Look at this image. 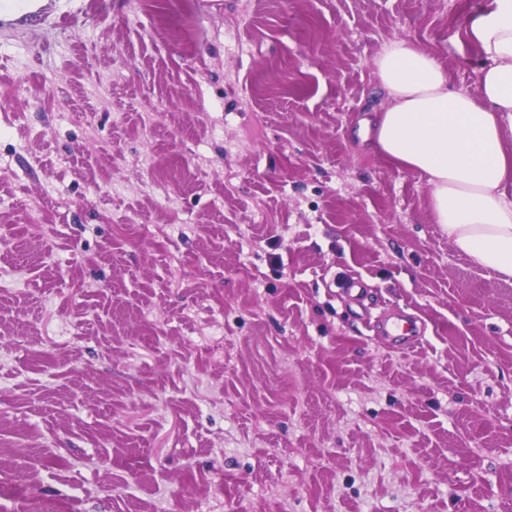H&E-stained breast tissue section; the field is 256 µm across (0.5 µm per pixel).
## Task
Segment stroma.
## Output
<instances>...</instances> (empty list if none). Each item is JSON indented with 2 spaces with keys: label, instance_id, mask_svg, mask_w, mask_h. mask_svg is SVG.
<instances>
[{
  "label": "stroma",
  "instance_id": "obj_1",
  "mask_svg": "<svg viewBox=\"0 0 512 512\" xmlns=\"http://www.w3.org/2000/svg\"><path fill=\"white\" fill-rule=\"evenodd\" d=\"M486 2L0 20V512H512V278L360 129L395 39L475 91ZM416 329L417 326L412 321L404 320L399 323H392L390 326L387 321H384L379 325L377 333L381 336H388L397 350L404 351L414 347L416 343L415 336H419Z\"/></svg>",
  "mask_w": 512,
  "mask_h": 512
}]
</instances>
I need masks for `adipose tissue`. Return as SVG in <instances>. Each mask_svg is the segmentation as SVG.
I'll use <instances>...</instances> for the list:
<instances>
[{
	"label": "adipose tissue",
	"instance_id": "adipose-tissue-1",
	"mask_svg": "<svg viewBox=\"0 0 512 512\" xmlns=\"http://www.w3.org/2000/svg\"><path fill=\"white\" fill-rule=\"evenodd\" d=\"M484 64L477 88L454 92L434 56L392 41L375 59L389 98L376 151L421 173L436 223L475 266L512 277V0H489L463 33Z\"/></svg>",
	"mask_w": 512,
	"mask_h": 512
}]
</instances>
